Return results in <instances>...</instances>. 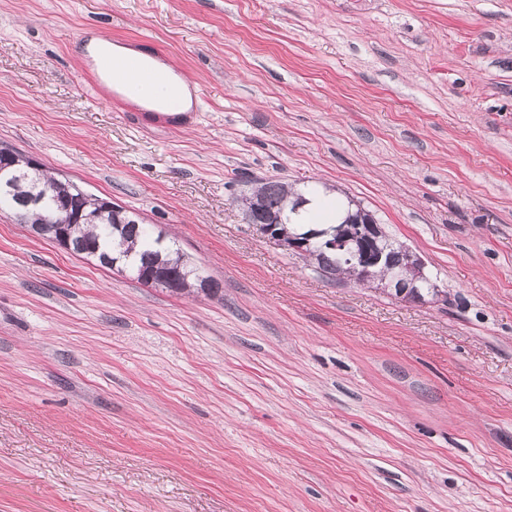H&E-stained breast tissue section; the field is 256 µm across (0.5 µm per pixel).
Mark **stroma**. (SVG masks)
I'll return each instance as SVG.
<instances>
[{
    "instance_id": "35a3bbf8",
    "label": "stroma",
    "mask_w": 512,
    "mask_h": 512,
    "mask_svg": "<svg viewBox=\"0 0 512 512\" xmlns=\"http://www.w3.org/2000/svg\"><path fill=\"white\" fill-rule=\"evenodd\" d=\"M142 37L192 128L102 103ZM0 147L164 230L176 296L0 211V512H512V0H0ZM319 181L447 301L317 273L246 223Z\"/></svg>"
}]
</instances>
